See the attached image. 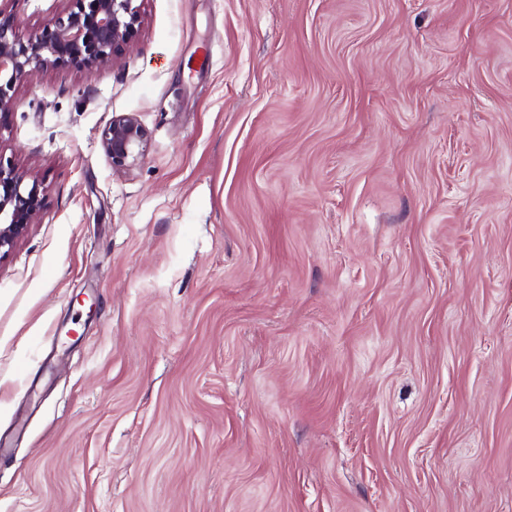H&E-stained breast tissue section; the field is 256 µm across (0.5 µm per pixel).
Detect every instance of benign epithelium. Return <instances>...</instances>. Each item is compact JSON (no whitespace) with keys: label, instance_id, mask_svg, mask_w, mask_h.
I'll return each instance as SVG.
<instances>
[{"label":"benign epithelium","instance_id":"1","mask_svg":"<svg viewBox=\"0 0 512 512\" xmlns=\"http://www.w3.org/2000/svg\"><path fill=\"white\" fill-rule=\"evenodd\" d=\"M40 32L25 36L15 20L0 18V112L15 105L16 87L41 73L65 65L86 68L108 63L143 23L137 0H72ZM147 134L136 115L121 114L102 133L112 166L123 170L144 153ZM27 172L0 156V258L19 244L42 206L39 184L24 187Z\"/></svg>","mask_w":512,"mask_h":512}]
</instances>
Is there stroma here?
I'll return each mask as SVG.
<instances>
[{"instance_id":"stroma-1","label":"stroma","mask_w":512,"mask_h":512,"mask_svg":"<svg viewBox=\"0 0 512 512\" xmlns=\"http://www.w3.org/2000/svg\"><path fill=\"white\" fill-rule=\"evenodd\" d=\"M142 12L0 115V512H512V0ZM147 134L135 114L115 116L102 133V142L112 166L123 170L132 166L145 151ZM28 174L0 153V258L19 244L40 214L42 195L33 181L27 189Z\"/></svg>"}]
</instances>
